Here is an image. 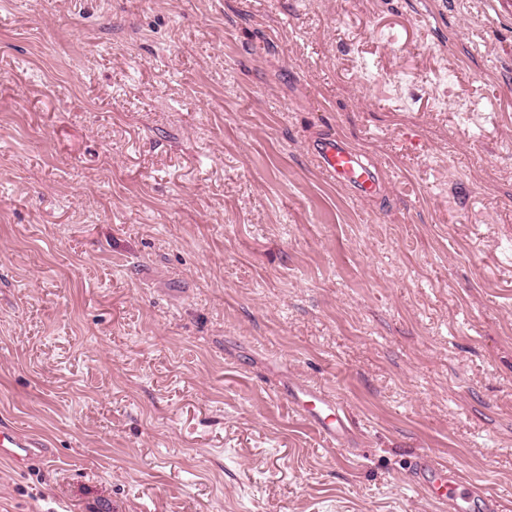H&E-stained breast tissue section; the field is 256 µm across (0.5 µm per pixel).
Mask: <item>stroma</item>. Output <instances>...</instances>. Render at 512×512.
Returning a JSON list of instances; mask_svg holds the SVG:
<instances>
[{
	"instance_id": "stroma-1",
	"label": "stroma",
	"mask_w": 512,
	"mask_h": 512,
	"mask_svg": "<svg viewBox=\"0 0 512 512\" xmlns=\"http://www.w3.org/2000/svg\"><path fill=\"white\" fill-rule=\"evenodd\" d=\"M0 420V512H512V0H0ZM324 171L338 183L349 186L364 198L380 191L378 176L362 160V155L340 139H326L316 147ZM300 417L332 447L348 441L351 428L344 411L320 390L297 384L288 389V398ZM45 448H48V444L40 436L21 432L7 423H0L1 459L23 466L43 457ZM410 474L416 488L438 511L497 512L493 496L484 488L465 480L451 463L441 464L429 457H420L411 466Z\"/></svg>"
}]
</instances>
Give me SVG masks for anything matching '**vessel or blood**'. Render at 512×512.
Here are the masks:
<instances>
[{
    "mask_svg": "<svg viewBox=\"0 0 512 512\" xmlns=\"http://www.w3.org/2000/svg\"><path fill=\"white\" fill-rule=\"evenodd\" d=\"M324 171L338 183L351 187L364 198L380 191L378 176L362 160L361 154L340 139H327L316 147ZM288 399L300 417L328 443L345 445L351 428L344 411L320 390L298 384L288 390ZM46 441L33 433L21 432L0 423V458L23 466L43 457ZM410 474L416 488L437 512H497L493 496L465 480L452 464L428 457L415 460Z\"/></svg>",
    "mask_w": 512,
    "mask_h": 512,
    "instance_id": "obj_1",
    "label": "vessel or blood"
}]
</instances>
